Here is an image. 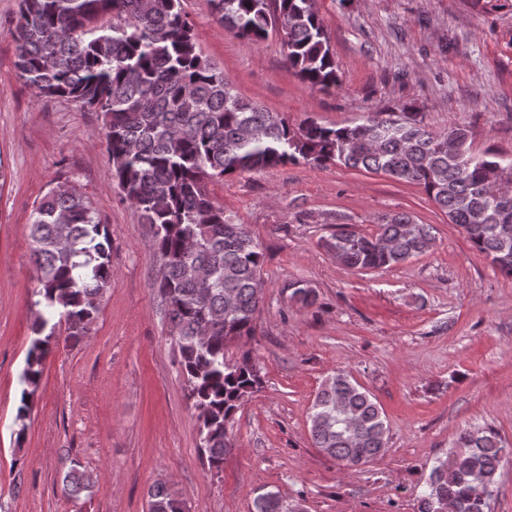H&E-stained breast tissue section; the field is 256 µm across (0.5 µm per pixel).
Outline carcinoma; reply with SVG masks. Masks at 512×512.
Listing matches in <instances>:
<instances>
[{
    "label": "carcinoma",
    "instance_id": "obj_1",
    "mask_svg": "<svg viewBox=\"0 0 512 512\" xmlns=\"http://www.w3.org/2000/svg\"><path fill=\"white\" fill-rule=\"evenodd\" d=\"M224 27L261 40L281 23L288 65L313 88L338 85L333 52L314 0H209ZM109 15L112 22L100 19ZM14 67L39 98H63L102 114L106 149L122 198L140 211L166 263L159 280L178 363L198 412L210 469L232 449L227 424L262 380L249 352L229 348L255 335L263 300V253L245 224L224 213L209 185L237 173L301 162L383 173L423 189L477 251L512 276V159L475 155L469 131L427 128L417 112H375L347 125L292 127L240 96L224 71L197 50L181 0H19ZM434 228L410 215H384L363 235L337 225L322 240L336 263L358 270L394 267L430 250ZM30 236L41 307L21 374L15 421L22 439L56 324L67 338L85 332L112 284L107 226L77 191L51 189L32 214ZM48 334H43L45 328ZM314 446L358 469L387 447L388 427L368 392L338 371L312 406ZM432 469L418 512H485L504 458L492 428L461 432ZM63 482L73 497L92 487L73 465ZM149 512H185L165 484L148 490ZM256 512H294L267 493Z\"/></svg>",
    "mask_w": 512,
    "mask_h": 512
}]
</instances>
